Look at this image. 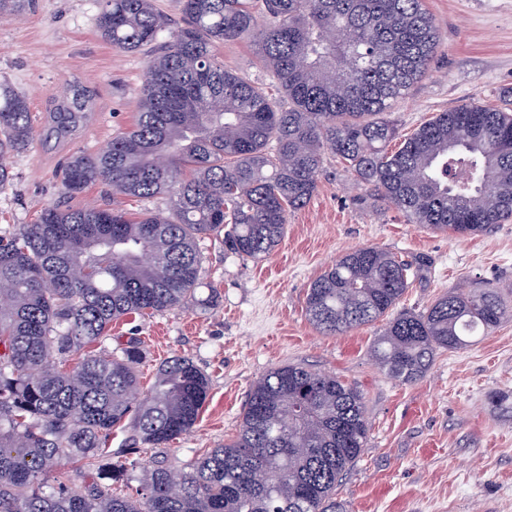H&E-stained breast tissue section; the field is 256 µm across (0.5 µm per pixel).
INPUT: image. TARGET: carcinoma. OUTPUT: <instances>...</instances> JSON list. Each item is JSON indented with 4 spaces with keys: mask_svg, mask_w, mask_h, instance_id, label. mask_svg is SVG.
<instances>
[{
    "mask_svg": "<svg viewBox=\"0 0 512 512\" xmlns=\"http://www.w3.org/2000/svg\"><path fill=\"white\" fill-rule=\"evenodd\" d=\"M180 13L172 27L154 0H103L100 37L156 57L134 124L106 150L72 156L63 178L70 195L99 181L121 197L168 195V214L52 205L0 235V512H336V486L369 433L362 394L336 376L269 371L235 439L180 470L161 463L123 494L112 491L128 472L107 448L112 429L126 424L164 447L196 425L209 378L174 357L144 390L137 342L83 349L123 316L196 303L201 240L222 235L239 257L270 255L328 152L410 224L467 237L512 218V109L464 101L404 136L387 117L440 47L424 0H180ZM246 32L274 93L217 61V47ZM88 102L81 88L58 104L51 133L83 122ZM34 136L27 100L1 80L0 190L13 180L5 158ZM426 269L421 255L354 249L310 284L309 319L332 336L375 322ZM511 319L494 285L450 292L389 319L371 356L411 383L438 350ZM68 465L77 482L48 483Z\"/></svg>",
    "mask_w": 512,
    "mask_h": 512,
    "instance_id": "carcinoma-1",
    "label": "carcinoma"
}]
</instances>
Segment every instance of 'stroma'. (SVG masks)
I'll list each match as a JSON object with an SVG mask.
<instances>
[{"instance_id":"35a3bbf8","label":"stroma","mask_w":512,"mask_h":512,"mask_svg":"<svg viewBox=\"0 0 512 512\" xmlns=\"http://www.w3.org/2000/svg\"><path fill=\"white\" fill-rule=\"evenodd\" d=\"M101 6L35 0L24 15H0V78L26 97L39 135L10 159L14 180L0 191V231L34 222L50 204L114 201L100 182L69 200L61 190V170L73 154L97 153L131 126L150 61L101 39ZM425 6L442 43L431 70L392 106L404 135L464 101L500 105L512 90V0ZM217 57L225 69L267 78L250 38L225 45ZM73 85L89 90L90 115L69 135L48 136L52 111ZM324 167L316 193L289 214L269 256L245 260L222 240H201L197 305L113 322L102 348L141 341L142 387L175 356L191 359L210 380L198 422L166 447H144L129 428L113 429L110 446L132 463V487L157 463L180 468L233 439L254 382L276 367L301 364L337 376L364 398L369 435L336 487L345 512H512V321L467 348L437 352L424 377L402 383L370 355L383 322L329 336L306 314L310 283L346 251L366 246L430 258L399 309L419 312L450 290L488 283L512 305V219L472 238L434 232L369 195L334 155L325 156Z\"/></svg>"}]
</instances>
